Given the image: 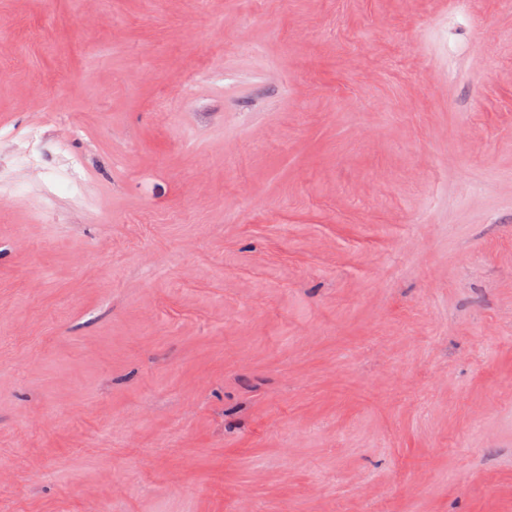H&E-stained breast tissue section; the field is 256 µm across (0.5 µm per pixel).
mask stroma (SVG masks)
Masks as SVG:
<instances>
[{"label":"stroma","instance_id":"35a3bbf8","mask_svg":"<svg viewBox=\"0 0 512 512\" xmlns=\"http://www.w3.org/2000/svg\"><path fill=\"white\" fill-rule=\"evenodd\" d=\"M512 512V0H0V512Z\"/></svg>","mask_w":512,"mask_h":512}]
</instances>
